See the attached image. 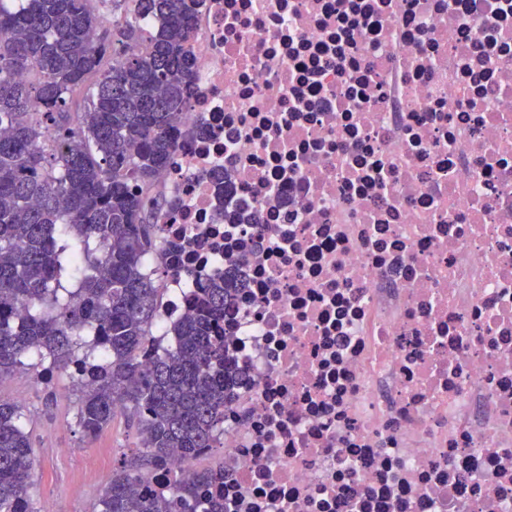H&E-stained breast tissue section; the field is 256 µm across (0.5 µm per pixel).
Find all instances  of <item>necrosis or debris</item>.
<instances>
[{
    "label": "necrosis or debris",
    "instance_id": "4bbe7bcc",
    "mask_svg": "<svg viewBox=\"0 0 512 512\" xmlns=\"http://www.w3.org/2000/svg\"><path fill=\"white\" fill-rule=\"evenodd\" d=\"M159 326L239 268L226 512H512V0H191Z\"/></svg>",
    "mask_w": 512,
    "mask_h": 512
}]
</instances>
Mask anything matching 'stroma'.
<instances>
[{
	"label": "stroma",
	"mask_w": 512,
	"mask_h": 512,
	"mask_svg": "<svg viewBox=\"0 0 512 512\" xmlns=\"http://www.w3.org/2000/svg\"><path fill=\"white\" fill-rule=\"evenodd\" d=\"M0 397L23 407L35 468L29 494L36 512H94L114 468L138 441L124 414L95 438L77 426V394L68 375L45 381L39 371H22L0 382Z\"/></svg>",
	"instance_id": "35a3bbf8"
}]
</instances>
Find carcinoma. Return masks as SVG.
Instances as JSON below:
<instances>
[{"label": "carcinoma", "mask_w": 512, "mask_h": 512, "mask_svg": "<svg viewBox=\"0 0 512 512\" xmlns=\"http://www.w3.org/2000/svg\"><path fill=\"white\" fill-rule=\"evenodd\" d=\"M103 2L0 0V381L68 373L86 436L129 414L136 450L98 512H224L203 493L224 481L220 469L141 485L173 456L214 447L233 373L222 323L234 276L191 292L170 344L150 333L165 271L145 256L161 201L138 188L178 147L193 17L187 0H110L109 20ZM147 14L156 26L143 49ZM77 93L83 112L72 111ZM66 269L77 287L62 284ZM32 465L22 407L0 398V512H35Z\"/></svg>", "instance_id": "1"}]
</instances>
